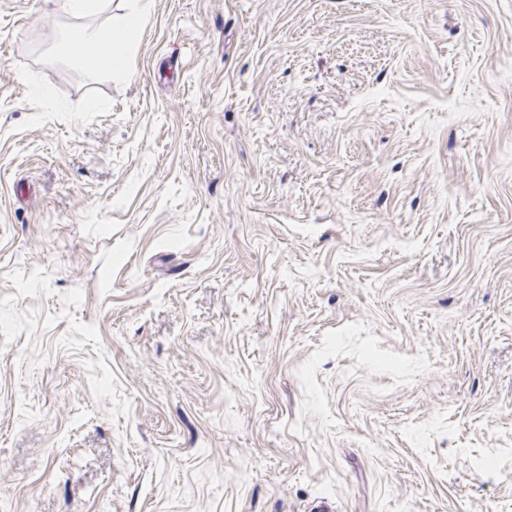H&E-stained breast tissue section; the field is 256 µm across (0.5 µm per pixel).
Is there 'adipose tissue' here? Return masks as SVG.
Instances as JSON below:
<instances>
[{
  "label": "adipose tissue",
  "mask_w": 512,
  "mask_h": 512,
  "mask_svg": "<svg viewBox=\"0 0 512 512\" xmlns=\"http://www.w3.org/2000/svg\"><path fill=\"white\" fill-rule=\"evenodd\" d=\"M145 18V5L140 0H129L127 11L113 17L108 27H82L72 34L71 40L87 49L108 45L110 65L116 73L124 75L128 72L132 53L131 35L142 26Z\"/></svg>",
  "instance_id": "ef3b65f1"
}]
</instances>
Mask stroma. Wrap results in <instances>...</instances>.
Returning <instances> with one entry per match:
<instances>
[{
    "instance_id": "obj_1",
    "label": "stroma",
    "mask_w": 512,
    "mask_h": 512,
    "mask_svg": "<svg viewBox=\"0 0 512 512\" xmlns=\"http://www.w3.org/2000/svg\"><path fill=\"white\" fill-rule=\"evenodd\" d=\"M146 6L0 0V512H512V0ZM130 5L125 13L114 16L107 28L83 26L72 36V43L82 45L86 49L109 45L108 62L113 71L120 75L128 74L129 58L132 53L131 34L138 30L146 18V5L142 0H128Z\"/></svg>"
}]
</instances>
